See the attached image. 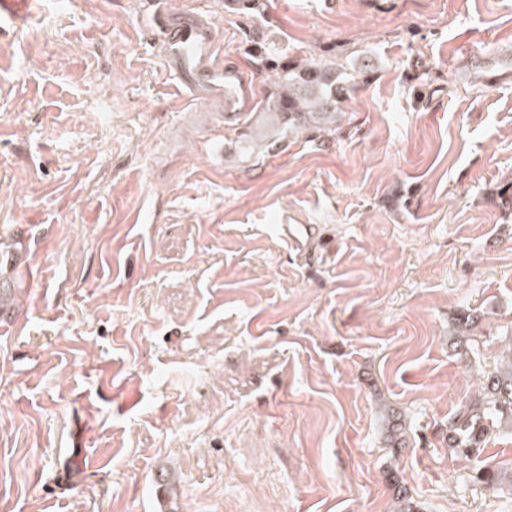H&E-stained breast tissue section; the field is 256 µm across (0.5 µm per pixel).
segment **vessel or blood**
Segmentation results:
<instances>
[{"mask_svg": "<svg viewBox=\"0 0 512 512\" xmlns=\"http://www.w3.org/2000/svg\"><path fill=\"white\" fill-rule=\"evenodd\" d=\"M154 48L176 86L210 112L216 127L235 125L252 108L253 85L239 69L225 65L208 11L158 10Z\"/></svg>", "mask_w": 512, "mask_h": 512, "instance_id": "b4317fda", "label": "vessel or blood"}]
</instances>
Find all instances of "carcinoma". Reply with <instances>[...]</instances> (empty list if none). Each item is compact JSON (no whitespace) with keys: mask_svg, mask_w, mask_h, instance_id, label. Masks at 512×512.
Wrapping results in <instances>:
<instances>
[{"mask_svg":"<svg viewBox=\"0 0 512 512\" xmlns=\"http://www.w3.org/2000/svg\"><path fill=\"white\" fill-rule=\"evenodd\" d=\"M262 59L274 73V90L240 132L237 160L243 163L260 158L285 138L336 132L345 122L356 78L375 68L368 55L285 63L265 52ZM478 385V396L448 421V446L469 462L479 455L489 431L512 433V342L507 360L482 371ZM476 480L494 488L502 478L486 465L478 469Z\"/></svg>","mask_w":512,"mask_h":512,"instance_id":"carcinoma-1","label":"carcinoma"}]
</instances>
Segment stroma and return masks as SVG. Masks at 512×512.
<instances>
[{
  "label": "stroma",
  "mask_w": 512,
  "mask_h": 512,
  "mask_svg": "<svg viewBox=\"0 0 512 512\" xmlns=\"http://www.w3.org/2000/svg\"><path fill=\"white\" fill-rule=\"evenodd\" d=\"M39 2L0 36V512H512L448 446L512 343V0ZM164 7L212 9L261 102L257 44L378 67L338 134L244 166Z\"/></svg>",
  "instance_id": "obj_1"
}]
</instances>
